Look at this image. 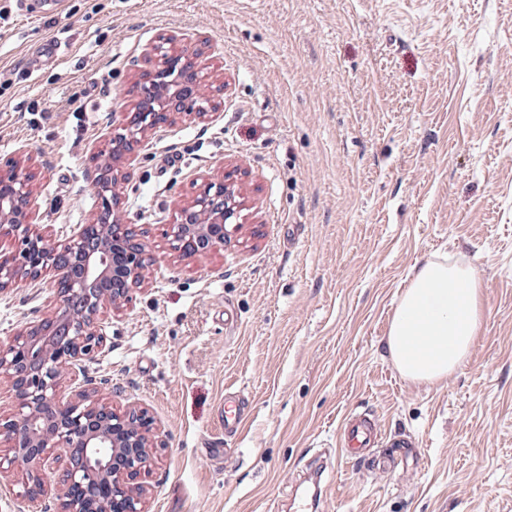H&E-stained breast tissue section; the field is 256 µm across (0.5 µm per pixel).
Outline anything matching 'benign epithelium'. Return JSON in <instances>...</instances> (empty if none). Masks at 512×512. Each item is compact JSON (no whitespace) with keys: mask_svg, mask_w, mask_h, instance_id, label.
<instances>
[{"mask_svg":"<svg viewBox=\"0 0 512 512\" xmlns=\"http://www.w3.org/2000/svg\"><path fill=\"white\" fill-rule=\"evenodd\" d=\"M175 42L162 35L146 49L134 111L112 125L111 150L93 157L100 206L89 223L62 240L37 228L28 149H19L0 169V237L10 238L9 250L0 249V292L35 285L52 271L57 297L53 310L0 345V371L8 376L15 403L14 415L0 418V437L13 450L0 458V470L30 466L33 495L52 452H63L59 512H147L144 478L166 448L150 410L138 403L120 409L104 403V396L120 388L88 375L84 363L105 349L100 312L131 305L155 262L148 231L123 218L122 189L131 178L126 160L177 116L206 120L219 107L200 77L202 45L169 51ZM245 210L233 173L205 182L167 225L171 253L196 260L223 249L231 230L246 220ZM79 374L82 385L73 397L58 400L63 380Z\"/></svg>","mask_w":512,"mask_h":512,"instance_id":"7a95c632","label":"benign epithelium"}]
</instances>
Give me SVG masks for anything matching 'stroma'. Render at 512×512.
<instances>
[{
  "instance_id": "35a3bbf8",
  "label": "stroma",
  "mask_w": 512,
  "mask_h": 512,
  "mask_svg": "<svg viewBox=\"0 0 512 512\" xmlns=\"http://www.w3.org/2000/svg\"><path fill=\"white\" fill-rule=\"evenodd\" d=\"M162 34L207 39L223 103L134 155L126 217L157 264L103 310L89 365L167 442L148 512H297L316 486L317 512H512V0H0V162L31 151L37 223L57 237L96 212L91 157ZM227 172L246 223L206 259L173 258L166 224ZM441 256L474 269L486 316L465 364L418 384L385 336ZM53 280L0 293V344L47 312ZM228 397L247 403L230 433ZM356 412L415 448H377L387 470L346 459L336 433ZM64 466L34 502L5 469L0 512H56Z\"/></svg>"
}]
</instances>
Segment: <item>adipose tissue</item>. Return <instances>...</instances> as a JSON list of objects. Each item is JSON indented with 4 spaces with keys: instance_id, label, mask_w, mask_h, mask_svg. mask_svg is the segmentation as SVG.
Listing matches in <instances>:
<instances>
[{
    "instance_id": "obj_1",
    "label": "adipose tissue",
    "mask_w": 512,
    "mask_h": 512,
    "mask_svg": "<svg viewBox=\"0 0 512 512\" xmlns=\"http://www.w3.org/2000/svg\"><path fill=\"white\" fill-rule=\"evenodd\" d=\"M483 323V290L474 269L433 260L402 290L386 348L403 377L435 383L466 361Z\"/></svg>"
}]
</instances>
